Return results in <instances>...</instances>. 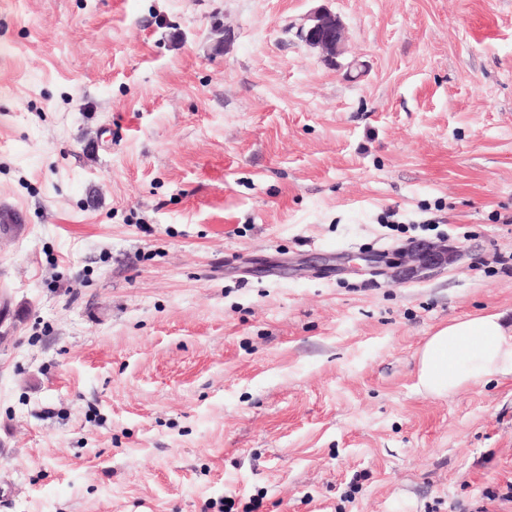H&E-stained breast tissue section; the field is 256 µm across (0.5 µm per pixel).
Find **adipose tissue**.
I'll use <instances>...</instances> for the list:
<instances>
[{
  "instance_id": "1",
  "label": "adipose tissue",
  "mask_w": 512,
  "mask_h": 512,
  "mask_svg": "<svg viewBox=\"0 0 512 512\" xmlns=\"http://www.w3.org/2000/svg\"><path fill=\"white\" fill-rule=\"evenodd\" d=\"M497 374H512V331L501 313L455 320L426 341L418 357L417 386L443 396Z\"/></svg>"
}]
</instances>
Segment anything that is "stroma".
I'll return each instance as SVG.
<instances>
[{"mask_svg":"<svg viewBox=\"0 0 512 512\" xmlns=\"http://www.w3.org/2000/svg\"><path fill=\"white\" fill-rule=\"evenodd\" d=\"M0 208V512H512V0H0ZM298 36L308 46L319 49L330 62L344 53V28L331 13L321 10L311 13L298 30ZM356 259L364 262L366 266H371L377 262L371 254H361ZM434 262H446V255L443 249L420 245L411 250L397 251L391 256L384 257L377 263H382L383 265L412 263V266L418 265L420 268H425ZM511 335L498 312L448 323L420 350L417 387L451 395L473 381L512 374Z\"/></svg>","mask_w":512,"mask_h":512,"instance_id":"35a3bbf8","label":"stroma"}]
</instances>
